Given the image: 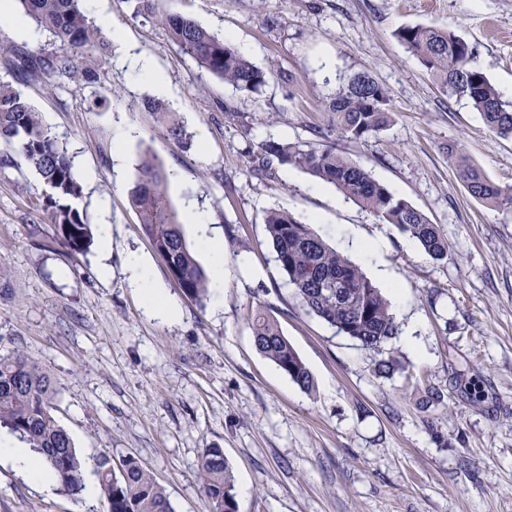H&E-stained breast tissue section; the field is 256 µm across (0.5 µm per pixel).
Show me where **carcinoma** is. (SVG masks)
<instances>
[{
	"label": "carcinoma",
	"instance_id": "1",
	"mask_svg": "<svg viewBox=\"0 0 512 512\" xmlns=\"http://www.w3.org/2000/svg\"><path fill=\"white\" fill-rule=\"evenodd\" d=\"M25 15L49 33L55 50L17 53L13 67L27 78L45 79L46 87L60 80L100 82V66L108 38L94 27L83 0H19ZM133 15L162 28L169 40L198 68L244 92L265 85L272 75L254 65L224 37L192 19L170 15L158 0H136ZM397 40L427 69L450 98L465 99L479 112L486 127L512 138V103L475 64L474 49L449 29L434 25L403 26ZM330 125L340 136L360 140L384 130L391 121V96L368 74L353 75L325 105ZM0 143L18 166L38 173L45 186L43 210L57 227L63 243L85 252L94 243L90 224L78 208L83 187L71 157L41 121L38 112L13 84L0 80ZM265 155L291 164L330 183L380 221L395 225L416 239L435 262L448 257V239L438 225L403 199L392 195L364 168L330 147L269 140ZM457 178L471 197L490 205H512V188H503L463 155L454 158ZM162 162L146 155L138 166L131 202L140 215L143 233L152 242L184 295L194 301L208 297V278L186 242L177 213L166 196ZM266 232L279 268L303 306L337 332L378 352L398 335L391 303L348 257L329 246L310 225L295 216L268 212ZM256 349L304 390L312 376L278 326L263 312L252 321ZM56 388L22 351L0 355V427L17 434L53 469L60 487L71 495L82 490V461L73 441L52 414ZM98 482L107 512H174L164 489L133 457L98 462ZM200 479L209 512H236L231 470L220 448L204 449Z\"/></svg>",
	"mask_w": 512,
	"mask_h": 512
}]
</instances>
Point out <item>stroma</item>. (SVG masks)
<instances>
[{"instance_id": "obj_1", "label": "stroma", "mask_w": 512, "mask_h": 512, "mask_svg": "<svg viewBox=\"0 0 512 512\" xmlns=\"http://www.w3.org/2000/svg\"><path fill=\"white\" fill-rule=\"evenodd\" d=\"M218 33L262 69L278 72L244 93L203 72L132 0H86L111 41L100 70L116 88L12 82L67 149L83 186L79 209L112 245L71 252L42 210L32 169L0 147V354L20 349L53 379L54 415L83 463L139 459L175 512H208L199 474L220 448L237 512H512V206L471 198L450 157L459 152L512 186V139L496 136L467 101L448 97L395 37L405 25L452 27L476 64L512 101V0H160ZM152 60L151 72L137 59ZM368 73L391 95L381 132L349 140L324 111L348 77ZM148 98L182 126L168 140ZM329 145L437 224L448 258L376 219L300 168L263 164L267 139ZM167 173V195L206 273L218 238L221 295L189 300L140 230L129 203L144 152ZM307 222L363 273V240L381 248L382 284L399 325L383 354L401 370L382 377L379 354L307 313L275 261L264 218ZM201 222L194 223L190 214ZM143 258L170 320L150 316L130 285ZM109 277H101V267ZM277 322L309 369L305 391L255 347L257 310ZM479 384L480 397L471 394ZM0 512H106L102 497L37 489L0 465Z\"/></svg>"}]
</instances>
